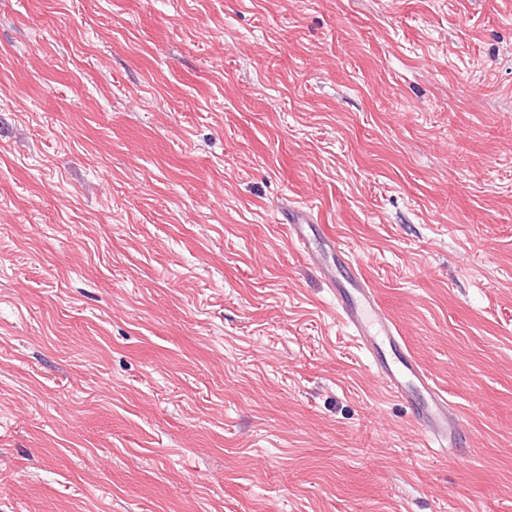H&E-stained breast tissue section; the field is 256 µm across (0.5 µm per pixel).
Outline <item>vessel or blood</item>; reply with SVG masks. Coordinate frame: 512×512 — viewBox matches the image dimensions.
<instances>
[{
    "instance_id": "b4317fda",
    "label": "vessel or blood",
    "mask_w": 512,
    "mask_h": 512,
    "mask_svg": "<svg viewBox=\"0 0 512 512\" xmlns=\"http://www.w3.org/2000/svg\"><path fill=\"white\" fill-rule=\"evenodd\" d=\"M287 224L290 241L329 289L339 320L365 354L372 373L410 410L430 447H458L457 410L409 350L361 265L330 225L316 224L311 209L289 207Z\"/></svg>"
}]
</instances>
